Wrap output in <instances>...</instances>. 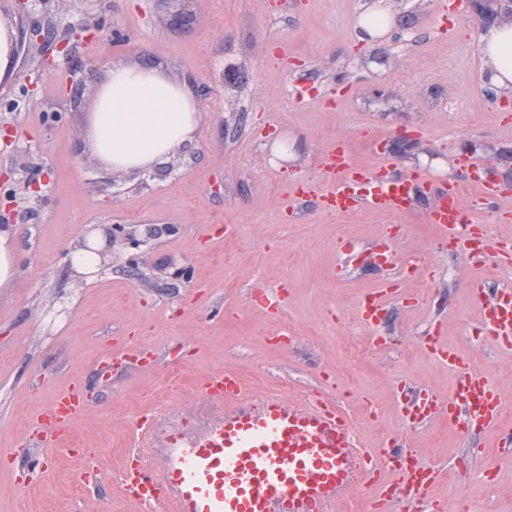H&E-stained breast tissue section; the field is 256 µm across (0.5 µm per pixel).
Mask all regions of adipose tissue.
<instances>
[{
  "label": "adipose tissue",
  "instance_id": "1",
  "mask_svg": "<svg viewBox=\"0 0 512 512\" xmlns=\"http://www.w3.org/2000/svg\"><path fill=\"white\" fill-rule=\"evenodd\" d=\"M481 58L491 85L512 92V27H498L481 38ZM201 104L184 84L159 66L114 63L90 114L89 144L101 163L116 171L139 172L168 156L196 132ZM104 230L95 228L69 249L73 270L90 275L111 260Z\"/></svg>",
  "mask_w": 512,
  "mask_h": 512
}]
</instances>
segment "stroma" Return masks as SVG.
I'll return each instance as SVG.
<instances>
[{"label":"stroma","instance_id":"stroma-1","mask_svg":"<svg viewBox=\"0 0 512 512\" xmlns=\"http://www.w3.org/2000/svg\"><path fill=\"white\" fill-rule=\"evenodd\" d=\"M375 2L194 0L172 25L178 0H71L64 10L56 0H0V17L16 30V74L0 82V216L17 226L20 262L16 279L0 288V512H79L91 492L96 512H136L118 473L140 448L138 411H155L163 424H197L207 411L197 390L214 370L237 372L250 393L351 391L348 411L370 445L398 425V381L444 390L452 380L423 347L425 326L444 322L448 346L466 358L480 353L490 374L512 363L474 334L471 263L441 243L427 192L408 213L383 220L284 215V186L315 178L333 139L345 140L360 164H377L385 151L402 169L439 181L455 178L464 153L495 164L498 179L512 170V125L499 116L512 95L496 93L485 78L470 22L475 0H463L449 30V0H392L391 31L355 39V19ZM89 19L98 36L76 43L72 58L58 53L54 67H41L30 28H47L58 41ZM281 45L318 76L308 104L292 98L290 74L273 59ZM117 61L162 66L202 108L178 166L161 160L115 189L87 130ZM339 82L351 88L342 98ZM30 176L39 193L25 189ZM113 224L164 232L137 272L120 257L77 282L65 261L70 242L88 226ZM387 236L399 256L416 259L413 287L426 304H392L387 348L354 365L344 345L356 332L355 304L383 274L370 265L345 278L331 272L343 246L360 252ZM182 266L189 280L171 279ZM277 285L279 314L251 305V294ZM283 329L291 339L279 338ZM119 335L149 346L156 363L115 369L105 385L98 361ZM76 377L92 399L91 419L76 425L73 440L103 458L98 484L88 489L81 463L61 454L39 479L19 485L4 457L32 451L31 418ZM410 436L446 470L455 466L453 450H477L479 465L496 468L497 479L491 491L469 483L468 512H512V460L441 421Z\"/></svg>","mask_w":512,"mask_h":512}]
</instances>
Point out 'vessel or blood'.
Returning <instances> with one entry per match:
<instances>
[{
  "label": "vessel or blood",
  "instance_id": "obj_1",
  "mask_svg": "<svg viewBox=\"0 0 512 512\" xmlns=\"http://www.w3.org/2000/svg\"><path fill=\"white\" fill-rule=\"evenodd\" d=\"M459 180L436 186L432 175L406 172L391 158L375 167L358 164L345 142L323 148L319 175L289 185L284 210L300 214L304 203L320 211L353 216L368 212L377 217L407 212L420 186L432 188L431 224L443 240L467 255L472 263L467 286L470 302L482 318L485 339L495 349L512 353V287L496 283L495 269L512 266V234H489L465 203L470 188L499 222L512 223V188L484 175L483 163L460 156ZM395 273L381 287L362 295L355 318L373 347L386 338L380 328L389 299L415 301L407 283L416 269L398 260L392 245L379 246ZM441 323L424 335L425 348L453 374L448 390L424 389L399 402L400 430L366 446L357 424L328 392L316 391L307 400L292 401L276 391L249 396L239 375L218 371L204 377L199 396L214 415L204 427L186 433L171 426L160 431L154 418L141 417L142 441L162 451L160 466H152L138 452H130L121 472V489L138 512H346L356 483H363L372 512H439L432 495L439 467L422 458L410 444L405 428L421 429L442 420L456 435H476L501 457L512 456V425L503 413L508 404L500 384L469 360L441 343ZM144 358L131 344L102 356L100 372L111 379L113 368ZM89 408L81 380L72 381L35 415L28 426L44 463L55 462L56 449L78 457L70 445L76 420Z\"/></svg>",
  "mask_w": 512,
  "mask_h": 512
}]
</instances>
